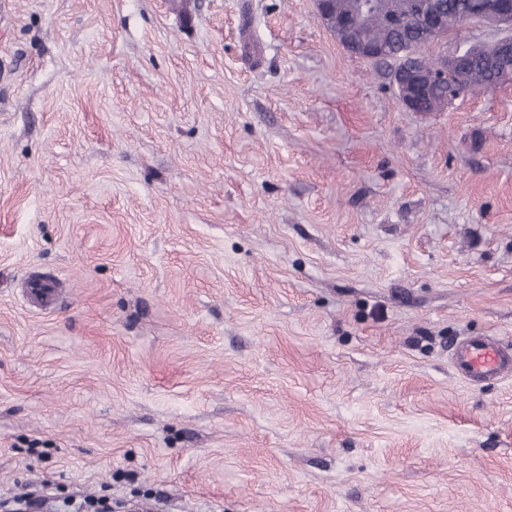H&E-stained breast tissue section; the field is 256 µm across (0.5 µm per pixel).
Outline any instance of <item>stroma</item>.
I'll return each instance as SVG.
<instances>
[{"label":"stroma","mask_w":512,"mask_h":512,"mask_svg":"<svg viewBox=\"0 0 512 512\" xmlns=\"http://www.w3.org/2000/svg\"><path fill=\"white\" fill-rule=\"evenodd\" d=\"M464 336L512 342V82L407 111L315 0L0 5L1 503L512 512Z\"/></svg>","instance_id":"obj_1"}]
</instances>
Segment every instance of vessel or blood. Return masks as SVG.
Listing matches in <instances>:
<instances>
[{"mask_svg":"<svg viewBox=\"0 0 512 512\" xmlns=\"http://www.w3.org/2000/svg\"><path fill=\"white\" fill-rule=\"evenodd\" d=\"M456 375L479 385L512 375V344L488 336H467L455 342L451 356Z\"/></svg>","mask_w":512,"mask_h":512,"instance_id":"vessel-or-blood-1","label":"vessel or blood"}]
</instances>
